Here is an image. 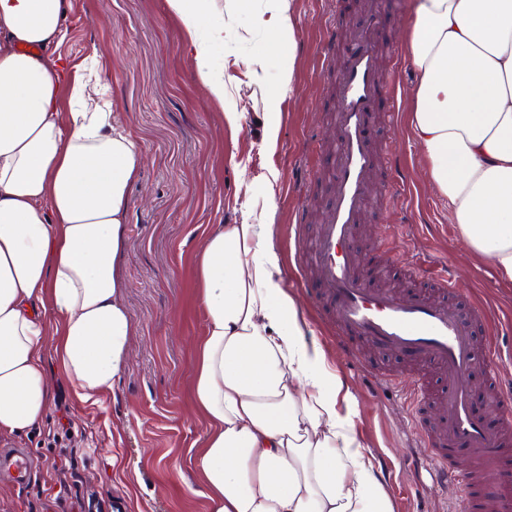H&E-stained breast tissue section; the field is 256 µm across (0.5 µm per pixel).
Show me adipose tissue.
<instances>
[{
    "label": "adipose tissue",
    "instance_id": "obj_1",
    "mask_svg": "<svg viewBox=\"0 0 512 512\" xmlns=\"http://www.w3.org/2000/svg\"><path fill=\"white\" fill-rule=\"evenodd\" d=\"M216 0H167L208 96L225 84ZM68 0H0V433L37 426L51 375L98 403L125 372L133 322L122 302L132 134L112 120L95 68L55 55ZM254 28L293 89L291 0H263ZM419 74L409 111L431 185L468 247L512 283V0H419L408 36ZM68 114H61V104ZM238 224L212 225L195 257L205 317L194 339L188 461L208 512H393L356 430L354 397L305 338L275 248L278 173ZM53 357L46 371L45 357Z\"/></svg>",
    "mask_w": 512,
    "mask_h": 512
}]
</instances>
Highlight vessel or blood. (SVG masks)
Returning <instances> with one entry per match:
<instances>
[{
  "label": "vessel or blood",
  "instance_id": "1",
  "mask_svg": "<svg viewBox=\"0 0 512 512\" xmlns=\"http://www.w3.org/2000/svg\"><path fill=\"white\" fill-rule=\"evenodd\" d=\"M381 0H369L355 47L339 60L340 74L332 113L338 136L331 149L335 164L328 176L332 195L324 220L309 245L297 256L301 286L323 282L312 293L313 305L339 331L366 340L378 352L404 357L412 366L414 405L439 399L446 418L443 434L424 433L419 441L435 483L452 488L450 512H471L473 478L457 469L453 448H461L497 463L512 459V441L490 431L471 409L469 379L484 366L501 426L512 428V384L506 383L495 345L477 344L472 330L486 326L488 313L473 305L449 306L452 272L436 275L409 270L413 290L369 287L358 254L350 247L369 201V187L383 154L376 145L370 116L385 99L393 98L394 83L381 66L377 30ZM489 503L493 512H512V480L495 476Z\"/></svg>",
  "mask_w": 512,
  "mask_h": 512
}]
</instances>
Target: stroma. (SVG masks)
<instances>
[{"mask_svg": "<svg viewBox=\"0 0 512 512\" xmlns=\"http://www.w3.org/2000/svg\"><path fill=\"white\" fill-rule=\"evenodd\" d=\"M262 0H247L244 14L228 18L224 43L213 55L228 85L224 104L209 99L182 47V35L166 0H70L68 32L57 52L75 68L97 55L119 123L141 148L139 177L129 188L122 299L133 319L131 359L100 404L79 402L64 381L43 421L20 435L0 434V449L26 454L32 470L19 480L0 469V512H208L188 465L189 449L206 433L188 405L191 342L205 320L195 288L193 257L211 224H237L246 204L265 191L263 174H280L275 199V246L289 269L295 236L312 238L316 223L292 224L294 182L308 178L319 203L331 189L329 143L336 131L327 113L336 80V56L320 41L322 26L349 17L358 29L356 0H292L296 32L292 92L281 95L274 145L264 142L270 95L277 92L279 62L263 32H249L250 15ZM416 0H384L382 42L405 46L415 22ZM262 58L265 86L245 75ZM417 83L410 59L396 78L397 115L372 118L379 147H392L403 171L395 195L387 174L377 175L359 233L351 243L376 288H409L394 264L409 258L449 266L458 294L452 303H483L491 317L486 338L502 341L512 328V283L496 279L491 263L458 235L453 216L429 182L427 163L414 141L407 114ZM278 93V92H277ZM242 112L240 129H229L223 111ZM298 302L309 336L325 349L356 402V427L382 470L394 512H448L450 493L432 483L417 448L416 412L402 359H374L357 344L348 359L323 327L301 286L285 281ZM400 375L398 384L374 389L357 360Z\"/></svg>", "mask_w": 512, "mask_h": 512, "instance_id": "obj_1", "label": "stroma"}]
</instances>
